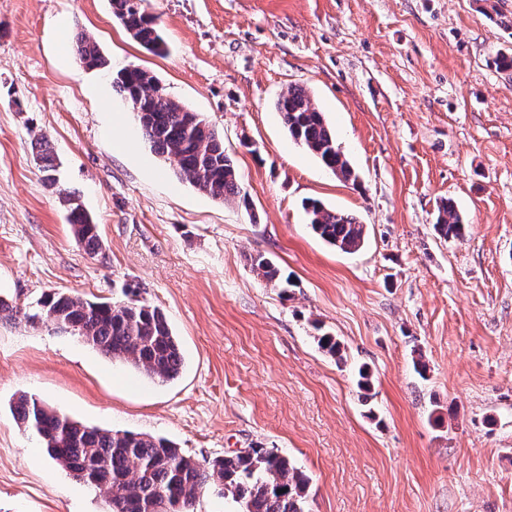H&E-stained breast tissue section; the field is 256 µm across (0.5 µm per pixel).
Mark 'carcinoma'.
<instances>
[{
    "label": "carcinoma",
    "instance_id": "cac0c4a2",
    "mask_svg": "<svg viewBox=\"0 0 512 512\" xmlns=\"http://www.w3.org/2000/svg\"><path fill=\"white\" fill-rule=\"evenodd\" d=\"M111 5L113 15L144 50L164 52L156 18L146 11L144 0H111ZM75 57L89 69L107 66L98 42L85 33L76 39ZM112 88L132 106L142 138L157 154L174 159L181 179L221 202L241 197L239 175L223 138L199 113L170 98L156 76L137 66L124 67L112 77ZM275 107L291 138L339 179L356 181L335 132L304 88L288 89ZM35 160L49 184L55 185L54 155L41 147ZM66 201L74 236L96 250L98 225L74 197L68 195ZM303 208L311 230L329 246L353 253L364 245L365 225L354 215L315 199ZM434 229L444 239L462 234L463 220L452 202L438 207ZM251 262L258 276L270 282L279 279L272 259L258 254ZM19 316L32 325L50 322L74 331L102 354L163 382L176 379L183 368V355L165 314L139 299L109 303L50 292L36 308L25 311L0 299L1 322ZM14 418L51 460L105 493L112 512H148L150 506L153 512H194L196 499L217 475L241 512H305L309 478L275 448H245L203 464L163 438L86 426L28 394L17 399Z\"/></svg>",
    "mask_w": 512,
    "mask_h": 512
}]
</instances>
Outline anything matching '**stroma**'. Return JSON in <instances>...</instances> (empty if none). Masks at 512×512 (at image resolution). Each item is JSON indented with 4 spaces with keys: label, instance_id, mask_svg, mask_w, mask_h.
Returning a JSON list of instances; mask_svg holds the SVG:
<instances>
[{
    "label": "stroma",
    "instance_id": "obj_1",
    "mask_svg": "<svg viewBox=\"0 0 512 512\" xmlns=\"http://www.w3.org/2000/svg\"><path fill=\"white\" fill-rule=\"evenodd\" d=\"M166 51L109 0H0V295L158 306L184 356L162 383L49 323L0 322V512H108L11 414L23 393L82 423L211 460L275 448L305 512H512V0H146ZM92 35L107 67L76 59ZM152 72L224 138L245 201L177 176L112 89ZM306 89L358 175L340 180L275 109ZM60 165L49 185L37 137ZM76 193L101 247L74 237ZM317 199L366 226L344 253ZM453 200L465 221L433 224ZM275 260L289 287L253 271ZM336 336L342 357L318 343ZM372 376L357 386L358 368ZM311 230L326 244L346 253L359 250L365 242V224L350 213L327 208L319 200L303 204ZM434 229L444 239L455 238L462 234L463 220L451 201L443 202L438 207Z\"/></svg>",
    "mask_w": 512,
    "mask_h": 512
}]
</instances>
